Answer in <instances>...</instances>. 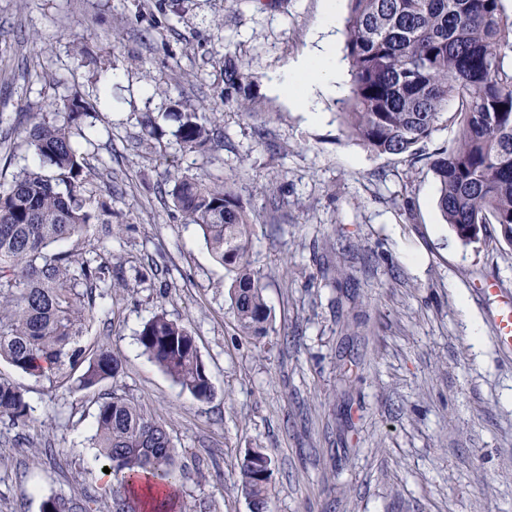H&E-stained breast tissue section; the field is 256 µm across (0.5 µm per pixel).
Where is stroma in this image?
I'll list each match as a JSON object with an SVG mask.
<instances>
[{"mask_svg": "<svg viewBox=\"0 0 512 512\" xmlns=\"http://www.w3.org/2000/svg\"><path fill=\"white\" fill-rule=\"evenodd\" d=\"M324 9L0 0V186L34 162L30 117L82 96L86 195L110 203L112 221L61 247L99 259L120 284L96 289L84 331L85 344L111 348L114 379L53 390L0 363L30 405L27 425L0 419V512H40L53 492L109 512L90 438L95 401L114 392L166 425L182 512H251L237 468L249 448L275 460L271 512H512V355L477 295L489 277L512 294V246L495 229L463 244L427 161L356 144L341 97L321 99L324 117L310 123L269 91L272 74L306 55ZM228 63L252 75L265 123L225 101ZM175 98L218 115L223 146L182 151ZM171 175L231 178L252 210L251 263L272 312L261 341L239 335L230 277L174 207ZM161 311L194 336L212 398L181 390L143 353L138 333Z\"/></svg>", "mask_w": 512, "mask_h": 512, "instance_id": "35a3bbf8", "label": "stroma"}]
</instances>
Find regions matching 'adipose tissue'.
I'll list each match as a JSON object with an SVG mask.
<instances>
[{
    "label": "adipose tissue",
    "instance_id": "1",
    "mask_svg": "<svg viewBox=\"0 0 512 512\" xmlns=\"http://www.w3.org/2000/svg\"><path fill=\"white\" fill-rule=\"evenodd\" d=\"M336 28V0H327L322 20L323 33L305 60L296 68L272 75L271 89L300 105L309 121L322 119L320 99L338 93L341 70L334 50L332 33Z\"/></svg>",
    "mask_w": 512,
    "mask_h": 512
}]
</instances>
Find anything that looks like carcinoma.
Returning <instances> with one entry per match:
<instances>
[{"instance_id": "cac0c4a2", "label": "carcinoma", "mask_w": 512, "mask_h": 512, "mask_svg": "<svg viewBox=\"0 0 512 512\" xmlns=\"http://www.w3.org/2000/svg\"><path fill=\"white\" fill-rule=\"evenodd\" d=\"M346 51L352 80L342 124L359 145L379 155L422 157L443 127L448 145L432 154L438 209L465 244L487 227L512 244V20L503 0H349ZM237 66L224 85L239 94L251 85ZM457 103L447 111L448 101ZM79 96L64 100L60 119L33 117L26 129L36 160L0 190V361L52 388L91 389L113 379L117 359L103 345L82 343L107 267L58 251L55 244L110 223L112 206H92L80 144L73 139L89 116ZM174 136L189 152L207 153L224 141L216 117L173 102ZM174 206L203 234L213 258L231 275L240 332L266 335L271 312L263 278L253 270L254 220L229 180L177 177ZM138 341L149 359L182 389L208 400L214 389L194 336L163 312L146 322ZM30 407L19 387L0 377V418L24 426ZM91 444L112 471V512H149L135 485L167 491L154 512H178L177 465L166 427L142 405L114 393L97 402ZM252 512H268L274 463L263 448L238 461ZM94 500L51 493L41 512H94Z\"/></svg>"}]
</instances>
